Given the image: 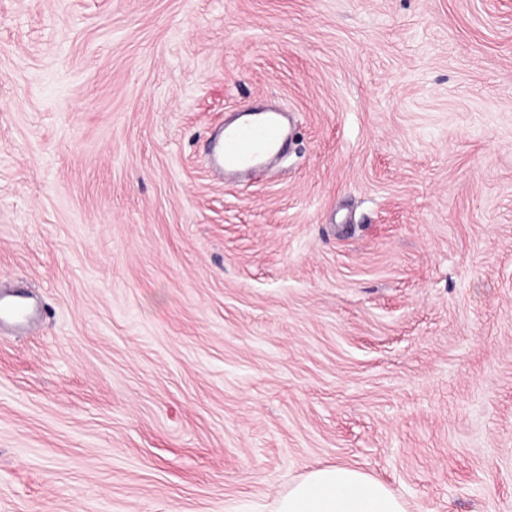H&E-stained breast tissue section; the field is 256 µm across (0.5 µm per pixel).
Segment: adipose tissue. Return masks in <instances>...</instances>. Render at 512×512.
I'll return each instance as SVG.
<instances>
[{
  "mask_svg": "<svg viewBox=\"0 0 512 512\" xmlns=\"http://www.w3.org/2000/svg\"><path fill=\"white\" fill-rule=\"evenodd\" d=\"M274 512H407L384 483L344 464L309 471L279 494Z\"/></svg>",
  "mask_w": 512,
  "mask_h": 512,
  "instance_id": "adipose-tissue-1",
  "label": "adipose tissue"
}]
</instances>
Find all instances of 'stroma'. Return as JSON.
I'll return each instance as SVG.
<instances>
[{"mask_svg":"<svg viewBox=\"0 0 512 512\" xmlns=\"http://www.w3.org/2000/svg\"><path fill=\"white\" fill-rule=\"evenodd\" d=\"M0 291V512H512V0H0ZM283 135L282 113L276 110L251 121L225 124L210 151L214 173L224 176L253 169L278 150ZM384 483L353 466L336 464L309 471L279 494L274 512H407Z\"/></svg>","mask_w":512,"mask_h":512,"instance_id":"obj_1","label":"stroma"}]
</instances>
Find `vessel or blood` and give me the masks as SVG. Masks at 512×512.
I'll return each mask as SVG.
<instances>
[{
  "instance_id": "vessel-or-blood-1",
  "label": "vessel or blood",
  "mask_w": 512,
  "mask_h": 512,
  "mask_svg": "<svg viewBox=\"0 0 512 512\" xmlns=\"http://www.w3.org/2000/svg\"><path fill=\"white\" fill-rule=\"evenodd\" d=\"M283 135L282 114L276 110L225 125L210 151L214 173L224 176L258 166L278 150Z\"/></svg>"
}]
</instances>
